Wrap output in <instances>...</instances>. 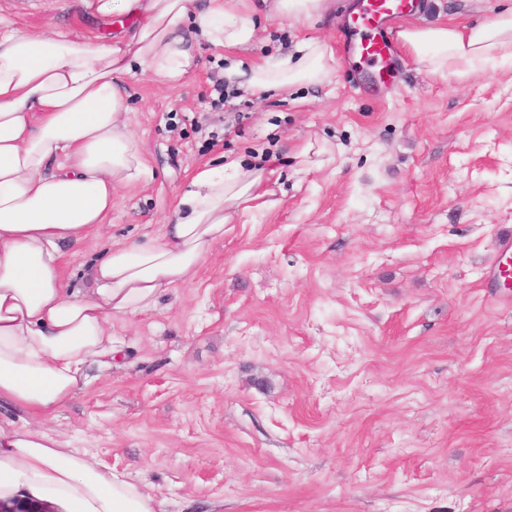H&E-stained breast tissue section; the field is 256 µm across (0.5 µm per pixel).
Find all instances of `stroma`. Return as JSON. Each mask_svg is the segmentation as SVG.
<instances>
[{
    "mask_svg": "<svg viewBox=\"0 0 512 512\" xmlns=\"http://www.w3.org/2000/svg\"><path fill=\"white\" fill-rule=\"evenodd\" d=\"M352 0L300 24L261 20L221 49L193 23L176 86L124 77L157 176L112 211L65 274L168 223L194 169L273 168L271 208L236 214L185 284L112 323L123 351L44 428L148 486L161 512H512V304L484 287L512 233V61L427 73L403 45L388 84L345 52ZM411 27H465L512 0H424ZM0 17L98 44L131 33L89 0H0ZM329 80L265 101L213 82L300 41ZM307 151L309 164L294 156Z\"/></svg>",
    "mask_w": 512,
    "mask_h": 512,
    "instance_id": "obj_1",
    "label": "stroma"
}]
</instances>
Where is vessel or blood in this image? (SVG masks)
<instances>
[{"label":"vessel or blood","instance_id":"vessel-or-blood-1","mask_svg":"<svg viewBox=\"0 0 512 512\" xmlns=\"http://www.w3.org/2000/svg\"><path fill=\"white\" fill-rule=\"evenodd\" d=\"M416 0H364L352 20L361 39L354 50L362 63L371 68L378 80H385L390 73L393 39L387 24L395 18L414 14ZM512 275V234L500 236L496 260L491 275L492 287H499L502 280Z\"/></svg>","mask_w":512,"mask_h":512}]
</instances>
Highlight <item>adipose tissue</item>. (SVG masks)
Instances as JSON below:
<instances>
[{
  "instance_id": "1",
  "label": "adipose tissue",
  "mask_w": 512,
  "mask_h": 512,
  "mask_svg": "<svg viewBox=\"0 0 512 512\" xmlns=\"http://www.w3.org/2000/svg\"><path fill=\"white\" fill-rule=\"evenodd\" d=\"M120 15L131 38L95 45L59 32L34 33L0 20V402L31 416L63 407L91 361L120 351L112 322L155 305L188 281L223 237L231 211L267 196L271 172L239 159L196 168L172 223L143 242L117 245L89 261L83 285L62 271V245H80L104 223L112 191L147 184L128 115L123 76L140 70L176 85L194 57L180 36L193 22L215 47L238 48L255 35L253 14L298 23L327 12L331 0H91ZM399 38L419 64L440 76L467 75L494 58L512 59V9L486 22L410 27ZM335 67L321 41L265 59L241 74L255 98L325 82ZM31 498L55 512H158L145 487L63 447L40 429L0 424V500Z\"/></svg>"
}]
</instances>
